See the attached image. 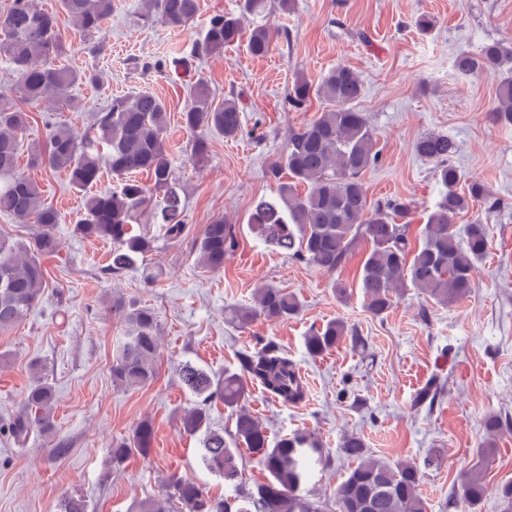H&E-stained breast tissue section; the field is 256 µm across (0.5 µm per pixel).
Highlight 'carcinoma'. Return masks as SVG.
Returning a JSON list of instances; mask_svg holds the SVG:
<instances>
[{"mask_svg":"<svg viewBox=\"0 0 512 512\" xmlns=\"http://www.w3.org/2000/svg\"><path fill=\"white\" fill-rule=\"evenodd\" d=\"M60 9L83 35L88 49L97 52L104 42V24L112 15L113 0H59ZM201 11V0H143L137 21L159 22L172 29L186 28ZM278 32L257 25L243 35L241 18L212 15L195 55L208 56L246 37L253 57L269 54ZM62 49L58 16L43 11L34 0H10L0 10V51L17 76L15 86L0 91V212L20 224H34L29 242L0 236V332L17 325L41 301L47 280L42 257L61 248L56 236L57 210L42 198L36 183L17 172L22 138L29 124L28 105L53 95L75 107L68 89L77 83L97 86L100 74L76 67H57L49 62ZM460 75L487 76L496 84L490 108L493 119L512 124V38L493 40L476 51L463 50L455 59ZM363 83L351 68L338 65L318 82L298 75L288 88V104L302 108L316 98L321 112L291 133L283 158L272 168L288 180L278 181L276 196L255 202L250 224L264 243L320 270L335 272L354 248L368 246L359 270L367 311L375 317L393 306L399 289L411 286L447 305L466 296L474 285L478 264L488 251V229L477 219L466 225L464 235L454 220L481 203L490 213L500 206L491 199L485 184L473 180L459 188L461 173L452 163L455 147L446 136L428 134L415 144L416 153L436 163L443 192L421 230V244L410 236V224L397 222L410 214V205L388 200L369 202L360 175L378 164L380 153L366 114L357 108ZM184 128L215 130L227 139L243 130L241 110L234 98L215 103L207 80L187 84V102L180 115ZM169 123L165 100L152 91L137 89L112 98L96 112L91 134L82 138L68 125L49 129L42 148L31 149V164H46L63 172L71 188L85 193L108 166L118 185L85 199V216L74 232L84 239L109 240L114 244L108 270L114 275L137 265L152 250L147 231L134 228L138 217L150 215V223L162 224L172 238L183 235L185 206L176 183L166 135ZM146 176L143 181L140 176ZM305 187L300 192L299 187ZM236 245L234 227L217 217L205 225L197 243L199 262L209 271L224 268V260ZM301 304L283 289L264 287L255 293L254 305L230 307L228 322L244 328L257 319L285 321L297 316ZM109 315L125 323V336L116 347L110 367L112 383L123 388H142L156 377L158 319L154 309L123 298L105 307ZM348 335L341 320H330L310 329L305 348L313 357L322 356ZM32 384L26 393L25 412L16 416L10 433L24 444L32 430L44 435L55 432L52 386L34 365ZM179 381L196 398L182 416L183 431L199 440L201 460L231 486L234 496H213L195 480L171 475L164 490L153 497L133 501L128 512H327V504L305 490L311 471L330 462L314 434L295 431L269 441L265 426L242 405L249 385L260 386L283 405H296L307 396V385L280 348L261 340L253 349L238 353L235 370L215 376L191 362L180 364ZM221 402L232 410L234 430L229 439L210 427L207 411ZM154 437L151 422L143 421L132 439L112 446L113 467L132 455H149ZM256 456L269 478L250 488L243 487L241 450ZM342 453L355 460L336 489V512H427L419 493L421 472L407 460L393 462L368 455L361 438H344ZM487 448L462 479L457 495L476 505L489 493L482 475Z\"/></svg>","mask_w":512,"mask_h":512,"instance_id":"obj_1","label":"carcinoma"}]
</instances>
